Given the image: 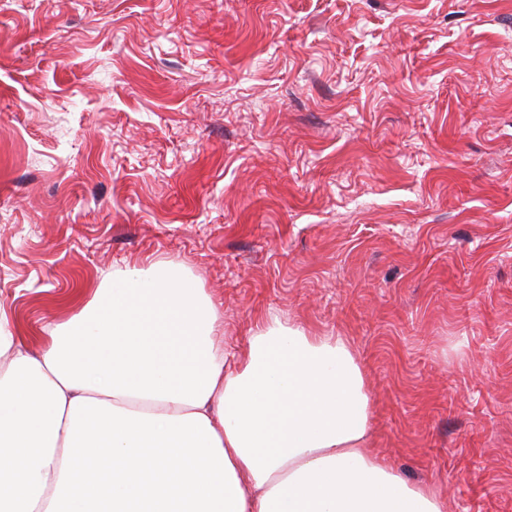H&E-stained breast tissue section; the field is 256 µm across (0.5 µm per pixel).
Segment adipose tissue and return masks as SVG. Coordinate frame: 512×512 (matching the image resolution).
Here are the masks:
<instances>
[{"label": "adipose tissue", "instance_id": "obj_1", "mask_svg": "<svg viewBox=\"0 0 512 512\" xmlns=\"http://www.w3.org/2000/svg\"><path fill=\"white\" fill-rule=\"evenodd\" d=\"M174 265L128 266L31 349L0 306V512H443L369 447L350 344L273 318L221 352Z\"/></svg>", "mask_w": 512, "mask_h": 512}]
</instances>
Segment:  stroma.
Here are the masks:
<instances>
[{"mask_svg":"<svg viewBox=\"0 0 512 512\" xmlns=\"http://www.w3.org/2000/svg\"><path fill=\"white\" fill-rule=\"evenodd\" d=\"M134 263L347 338L395 473L512 512V0H0L17 336Z\"/></svg>","mask_w":512,"mask_h":512,"instance_id":"1","label":"stroma"}]
</instances>
